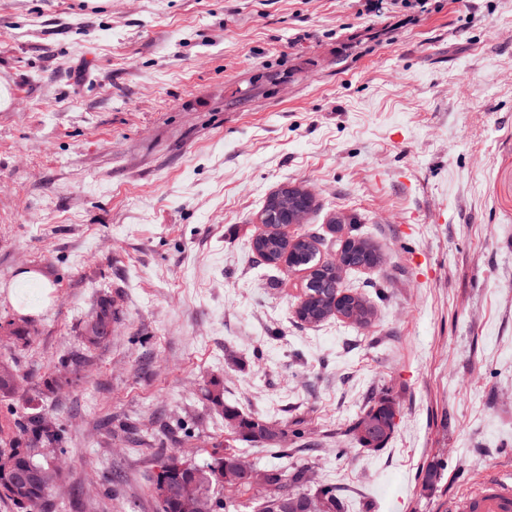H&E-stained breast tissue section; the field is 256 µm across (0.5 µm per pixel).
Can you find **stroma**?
<instances>
[{
    "label": "stroma",
    "instance_id": "1",
    "mask_svg": "<svg viewBox=\"0 0 512 512\" xmlns=\"http://www.w3.org/2000/svg\"><path fill=\"white\" fill-rule=\"evenodd\" d=\"M303 184L289 236L380 252L343 272L369 326L295 314L300 279L250 252L266 197ZM53 292L32 317L16 274ZM119 310L50 411L53 512H158V453H223L224 402L284 433L343 512H448L512 476V0H0V356L58 375L99 290ZM28 345L6 342L10 326ZM392 401L385 448L348 430ZM344 455H337V447ZM436 470L434 484L426 471ZM46 286L41 281L40 276L34 271H22L18 274L15 283L10 286L14 290L11 291V300L17 311L24 316H32L37 314L41 309L43 297L45 293L51 291L46 279ZM33 287L38 290V299L25 300L21 294H18L21 288Z\"/></svg>",
    "mask_w": 512,
    "mask_h": 512
}]
</instances>
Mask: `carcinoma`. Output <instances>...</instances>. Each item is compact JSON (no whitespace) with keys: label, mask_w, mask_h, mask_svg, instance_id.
Segmentation results:
<instances>
[{"label":"carcinoma","mask_w":512,"mask_h":512,"mask_svg":"<svg viewBox=\"0 0 512 512\" xmlns=\"http://www.w3.org/2000/svg\"><path fill=\"white\" fill-rule=\"evenodd\" d=\"M317 243L318 239L314 235L306 234L290 240L272 230L255 239L252 249L268 266H274L289 256L300 269L308 271L314 287L301 312L307 322L318 323L335 314L349 318L352 313L348 311L332 310L333 298L341 291L340 268L327 259H321ZM374 257V250L360 242L347 256L344 266H368ZM117 316L118 311L112 298L106 293L98 295L82 327V344L88 348L105 341L109 327ZM65 379V375L43 379L28 399L29 410L18 413L10 406L18 385L0 378V402L7 404L8 409V415L0 418V500L12 505L16 512H42L49 501L52 487L62 481V471L53 464V460L66 451L67 433L60 425L51 432L43 427L44 410L39 403L54 399ZM204 399L214 406L224 408V430L235 441L274 443L283 437L280 429L268 425L262 417L243 415L224 406L223 394L220 392L207 387L204 389ZM396 415L395 407L388 401L382 407L375 404L369 406L352 427L354 440L362 448L385 447L394 432ZM179 460L185 466L170 472L168 481L188 486L194 493L209 498L213 512H231L235 498L224 495V455L215 456L202 464L182 456ZM38 470L45 472L44 478L31 479L21 485L17 483L18 476ZM271 473V487L261 491L258 512H265L266 501L285 485L291 486L298 495L318 493L326 502L328 512H341L336 489L326 485L315 490L306 488L304 470L295 469L286 474L273 469Z\"/></svg>","instance_id":"obj_1"}]
</instances>
